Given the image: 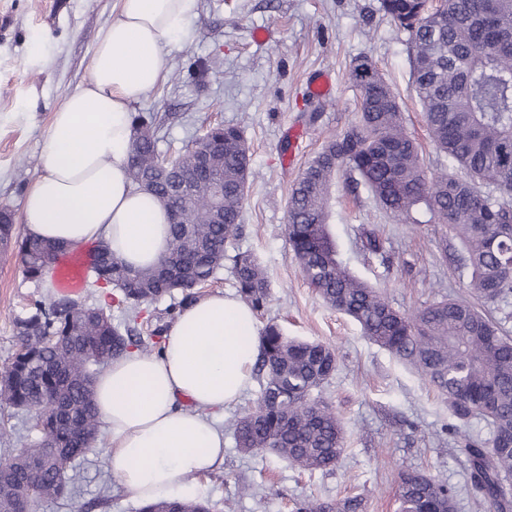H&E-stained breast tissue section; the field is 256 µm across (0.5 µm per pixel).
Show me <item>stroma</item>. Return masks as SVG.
<instances>
[{
    "label": "stroma",
    "instance_id": "obj_1",
    "mask_svg": "<svg viewBox=\"0 0 512 512\" xmlns=\"http://www.w3.org/2000/svg\"><path fill=\"white\" fill-rule=\"evenodd\" d=\"M119 0H0V207L21 214L42 168L53 113L85 79L96 44ZM369 58L399 95L408 132L421 145L427 173L441 160L411 87L409 35L380 0H195L182 34L167 49L164 82L133 112L161 119L158 150L183 153L210 124L241 128L256 172L246 191L242 233L234 250L266 269L269 301L259 325L336 349L333 376L312 396L330 403L346 431L336 466L301 471L270 452L237 448L233 425L253 408V386L224 412V464L190 479V498L211 512H294L307 499H364V512H399L400 472L422 470L447 482L457 512H489L467 479L465 440L489 435L485 423L457 421L429 382L369 341L347 316L325 305L303 279L284 235L294 180L324 141L354 125L359 92L347 78ZM329 74V96L309 84ZM340 172L331 194L330 230L339 257L390 305L409 312L444 298H469L468 273L446 245L442 225L410 226L366 190L350 192ZM375 233L379 252L365 247ZM26 278L16 256H0V371L10 362L19 324L34 301L63 300ZM64 499L39 512H141L106 468L102 448L76 460Z\"/></svg>",
    "mask_w": 512,
    "mask_h": 512
}]
</instances>
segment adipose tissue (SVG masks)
<instances>
[{
    "instance_id": "1",
    "label": "adipose tissue",
    "mask_w": 512,
    "mask_h": 512,
    "mask_svg": "<svg viewBox=\"0 0 512 512\" xmlns=\"http://www.w3.org/2000/svg\"><path fill=\"white\" fill-rule=\"evenodd\" d=\"M193 6L119 0L85 81L53 114L42 172L24 197L25 235L71 251L101 242L135 268L167 253L166 209L127 176L131 106L166 78V48ZM260 352L254 311L234 294L215 292L178 315L160 355L134 351L98 373L105 456L124 491L148 504L223 465L219 421L251 387Z\"/></svg>"
}]
</instances>
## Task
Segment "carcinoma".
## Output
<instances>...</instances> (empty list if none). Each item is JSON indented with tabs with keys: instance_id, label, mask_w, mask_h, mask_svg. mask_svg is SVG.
<instances>
[{
	"instance_id": "1",
	"label": "carcinoma",
	"mask_w": 512,
	"mask_h": 512,
	"mask_svg": "<svg viewBox=\"0 0 512 512\" xmlns=\"http://www.w3.org/2000/svg\"><path fill=\"white\" fill-rule=\"evenodd\" d=\"M382 10L409 34L413 90L420 102L431 141L463 174L442 168L427 175L416 142L407 134L399 98L366 57L353 62L349 80L360 92L358 123L344 135L325 141L295 180L284 227L303 278L324 303L351 317L374 344L413 367L448 399L459 421H483L490 437L467 442L468 475L493 512H512V337L501 321L512 319V47L501 35L512 31V0H495V16L484 0H380ZM158 139L151 115L133 116L128 176L134 184L174 207L169 250L156 266L133 269L98 244L89 265L91 285H107L121 294L126 318L112 322L103 307L38 302L22 321L18 347L6 368L8 382L0 402L34 411L43 427L36 437L18 439L20 449L0 460L10 485L0 490V512H12L9 487L37 480L40 496L31 503L60 498L69 485L70 465L29 461L43 448L72 449V459L96 447L101 424L92 384L99 367L134 348L158 355L161 342L133 338L140 307L164 296L181 295L183 307L198 298L194 289L215 278L232 262L240 298L254 312L268 299L265 269L248 252L229 255L227 247L242 232L246 190L253 177L249 147L241 130L217 124L201 145L191 143L180 158L198 147L207 150L203 170L184 168L159 177ZM358 175L351 191L364 186L408 224L422 206L428 222L443 224L458 241L476 302L442 299L410 313L388 303L379 289L353 276L337 259L329 229L330 193L340 170ZM224 180V223L214 222L213 180ZM0 244L15 245L24 273L31 279L64 254L56 244L16 231L12 211L0 208ZM502 315L498 321L483 308ZM48 336H65L68 346L51 349ZM262 352L254 367L263 378L253 410L234 425L237 448L271 450L301 470L329 469L344 452L345 437L336 413L310 398L336 370L335 349L325 343L291 339L274 324L261 332ZM400 512H456L454 491L424 472L406 471L398 484ZM361 498L336 503L311 500L296 512H359ZM142 512H209L200 502L161 499Z\"/></svg>"
}]
</instances>
